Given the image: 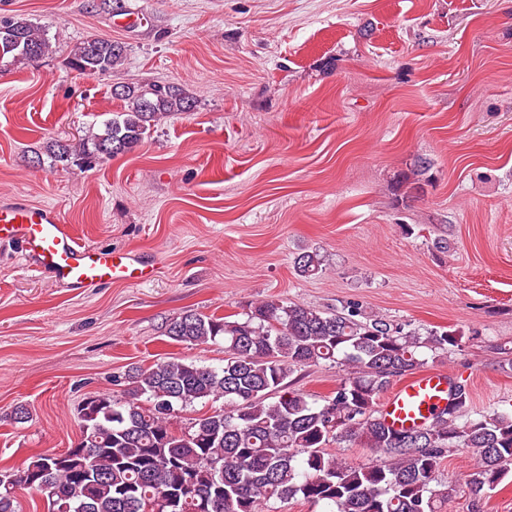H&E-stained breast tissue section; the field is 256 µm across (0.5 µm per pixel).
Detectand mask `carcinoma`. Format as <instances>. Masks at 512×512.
Wrapping results in <instances>:
<instances>
[{
	"label": "carcinoma",
	"mask_w": 512,
	"mask_h": 512,
	"mask_svg": "<svg viewBox=\"0 0 512 512\" xmlns=\"http://www.w3.org/2000/svg\"><path fill=\"white\" fill-rule=\"evenodd\" d=\"M50 42L33 24L0 22V58L36 61ZM123 43L82 41L69 60L79 73L109 75L122 64ZM124 110L85 142L56 140L54 164L90 165L134 151L151 127L190 112L194 97L174 83L115 87ZM303 276L321 270L316 253L295 258ZM171 342L199 346L224 341V364L200 366L174 357L114 377L120 397L88 393L78 404L80 432L92 438L80 452L38 454L24 467L0 470V512H18L15 489L44 495L49 512H258L296 497L337 512H445L454 488L442 485V461L471 448L477 469L459 487L480 501L512 475V414L467 416L469 392L454 386L448 405L426 426L395 429L377 410L394 377L425 364L422 349L459 345L456 330L425 333L370 318L359 305L325 312L282 299L250 305L242 319L193 310L165 325ZM328 363L349 370L322 399L292 390L298 369ZM224 401L178 426L195 404ZM360 442L372 459L353 463L327 450Z\"/></svg>",
	"instance_id": "obj_1"
}]
</instances>
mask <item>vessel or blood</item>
Masks as SVG:
<instances>
[{
    "label": "vessel or blood",
    "instance_id": "vessel-or-blood-1",
    "mask_svg": "<svg viewBox=\"0 0 512 512\" xmlns=\"http://www.w3.org/2000/svg\"><path fill=\"white\" fill-rule=\"evenodd\" d=\"M0 242L20 245L36 272L75 291L115 282L141 285L155 275L153 264L132 251L82 245L49 206L0 205ZM451 382L446 374L420 373L383 398L381 414L397 428L428 424L447 405Z\"/></svg>",
    "mask_w": 512,
    "mask_h": 512
}]
</instances>
